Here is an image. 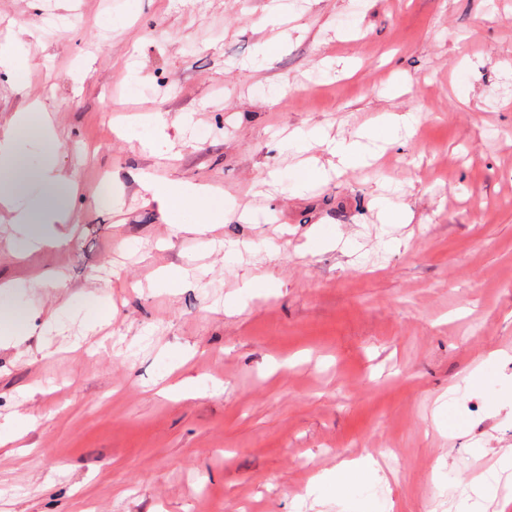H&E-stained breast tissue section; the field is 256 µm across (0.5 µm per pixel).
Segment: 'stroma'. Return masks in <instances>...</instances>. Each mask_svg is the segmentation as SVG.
I'll list each match as a JSON object with an SVG mask.
<instances>
[{"instance_id":"1","label":"stroma","mask_w":512,"mask_h":512,"mask_svg":"<svg viewBox=\"0 0 512 512\" xmlns=\"http://www.w3.org/2000/svg\"><path fill=\"white\" fill-rule=\"evenodd\" d=\"M10 29L0 125L39 102L74 189L59 249L0 204V309L39 326L0 340V512H341L312 480L365 456L376 510L456 512L512 447V0H0ZM407 112L371 165L327 149ZM315 127L296 189L277 142ZM170 181L234 208L174 232Z\"/></svg>"}]
</instances>
